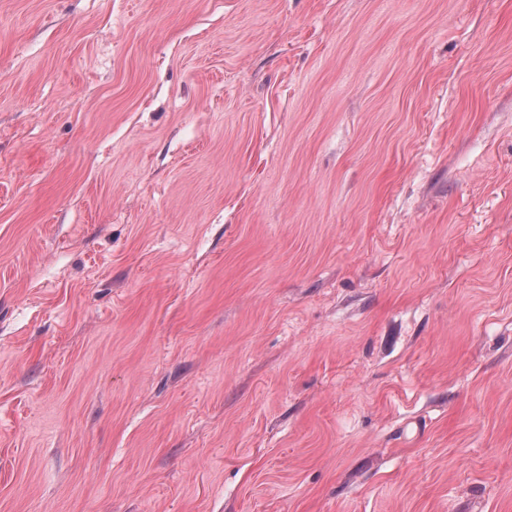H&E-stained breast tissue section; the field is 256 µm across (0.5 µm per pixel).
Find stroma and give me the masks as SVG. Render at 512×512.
I'll return each instance as SVG.
<instances>
[{
	"label": "stroma",
	"instance_id": "stroma-1",
	"mask_svg": "<svg viewBox=\"0 0 512 512\" xmlns=\"http://www.w3.org/2000/svg\"><path fill=\"white\" fill-rule=\"evenodd\" d=\"M0 512H512V0H0Z\"/></svg>",
	"mask_w": 512,
	"mask_h": 512
}]
</instances>
